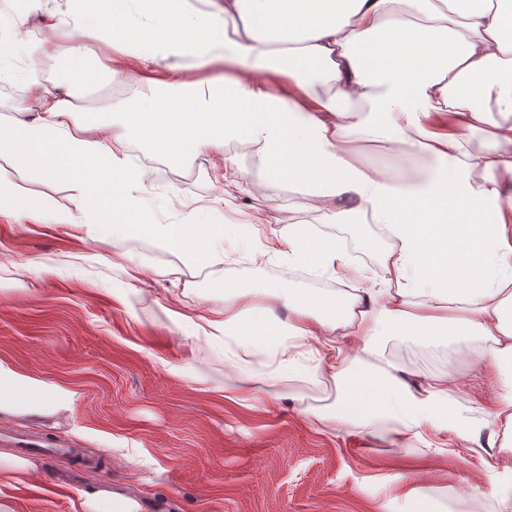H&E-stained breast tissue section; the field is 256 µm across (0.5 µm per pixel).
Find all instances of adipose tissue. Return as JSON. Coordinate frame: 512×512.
<instances>
[{
    "mask_svg": "<svg viewBox=\"0 0 512 512\" xmlns=\"http://www.w3.org/2000/svg\"><path fill=\"white\" fill-rule=\"evenodd\" d=\"M419 2L411 19L409 0H53L38 36L24 29L26 11L16 12L0 26L1 80L18 74V61L60 58L76 64L73 85L120 78L126 64L140 87L113 103L118 126L81 135L63 82L28 68L38 112L0 120V157L60 182L70 202L27 203L0 182V218L111 241L121 259L134 236L219 267L230 257L225 225L202 223L194 202L177 222L162 219L146 197L156 170L129 147L166 160L221 156L212 177L221 202L249 192L224 152L232 140L247 146L269 183L301 187L318 216L265 236L248 260L360 277L344 243L318 230L357 218L390 240L377 253L384 285L337 297L276 282L257 293L217 279L223 308L170 310L185 341L230 354L239 400L306 367L337 393L330 422L428 448L449 433L475 441L481 427L450 396L452 372L410 386L389 345L457 346L496 384L503 432L490 436L484 465L491 495L512 512L500 493L512 481V0ZM99 46L119 68L102 62ZM489 123L491 144L471 140ZM358 141L427 162L368 165L351 149ZM261 294L282 298L286 315L259 305ZM258 355L274 364L268 378L245 369ZM76 399L71 387L0 359V412H69Z\"/></svg>",
    "mask_w": 512,
    "mask_h": 512,
    "instance_id": "ef3b65f1",
    "label": "adipose tissue"
}]
</instances>
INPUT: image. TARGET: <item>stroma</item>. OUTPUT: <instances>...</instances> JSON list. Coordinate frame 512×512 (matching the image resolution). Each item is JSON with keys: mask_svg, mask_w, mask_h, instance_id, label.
<instances>
[{"mask_svg": "<svg viewBox=\"0 0 512 512\" xmlns=\"http://www.w3.org/2000/svg\"><path fill=\"white\" fill-rule=\"evenodd\" d=\"M239 168L256 191L229 199L206 223L240 224L254 211L271 233L313 222L307 197L296 186H272L251 152L238 153ZM213 160L162 162L149 199L179 211L185 199H209ZM0 180L19 196L66 203L59 182L36 179L0 160ZM323 234L346 237L358 252L355 265L371 277L381 271L367 241L387 246L375 224H326ZM117 262L110 242H86L54 224L0 219V359L37 377L70 385L77 392L71 412L55 415L0 413V425L48 443L64 437L97 457L95 468L29 453L33 467L23 483L7 489L15 512H78L82 494L108 498L142 492L167 498L168 512H415L425 498L430 512H500L487 495L484 442L448 437L442 447L410 441L391 447L374 434L314 420L308 409H328L336 392L308 381L280 386L276 406L256 399L242 404L224 395L234 376L221 353L204 342L184 343L168 315L176 290L195 312L224 305L213 292L215 278L243 288L278 281L291 288L305 282L291 267L243 263L226 269L196 263L169 247L136 238ZM49 265L36 273L33 262ZM138 266L151 288L130 289L128 268ZM164 279H155V271ZM390 351L417 386L454 368V398L496 430L490 412L494 385L476 377L471 357L454 346L392 342ZM190 364L194 375L177 376L167 364Z\"/></svg>", "mask_w": 512, "mask_h": 512, "instance_id": "stroma-1", "label": "stroma"}]
</instances>
